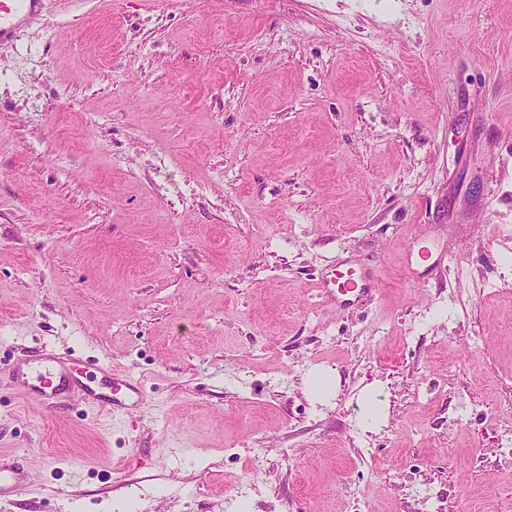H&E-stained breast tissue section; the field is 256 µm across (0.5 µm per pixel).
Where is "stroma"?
<instances>
[{
  "label": "stroma",
  "instance_id": "obj_1",
  "mask_svg": "<svg viewBox=\"0 0 512 512\" xmlns=\"http://www.w3.org/2000/svg\"><path fill=\"white\" fill-rule=\"evenodd\" d=\"M44 350L146 403L0 381V512H512V0H48L0 49V363ZM334 272L335 270H333L332 277H327L322 283V294L328 302L342 306L346 302L352 301V298H359L371 290V288H367L365 275H361L358 279L351 277L352 274L347 278H344L343 275L336 278ZM77 384L81 386L83 391L99 401L102 406L112 413L115 409H125L127 406H134L143 400L144 385L141 381L131 377L112 378L110 394L102 396L94 391V389L79 380Z\"/></svg>",
  "mask_w": 512,
  "mask_h": 512
}]
</instances>
